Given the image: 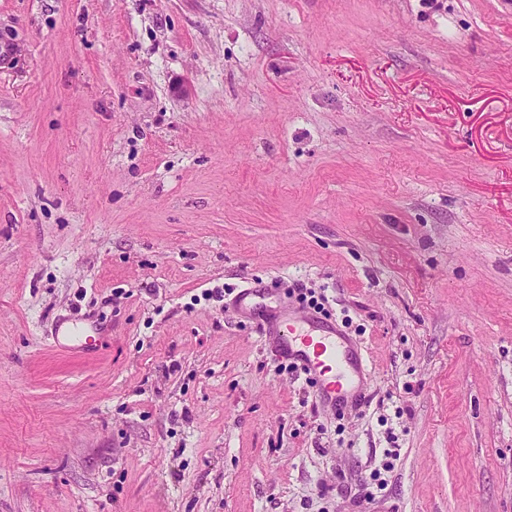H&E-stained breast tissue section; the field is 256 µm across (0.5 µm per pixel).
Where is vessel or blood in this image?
Returning a JSON list of instances; mask_svg holds the SVG:
<instances>
[{
  "instance_id": "1",
  "label": "vessel or blood",
  "mask_w": 512,
  "mask_h": 512,
  "mask_svg": "<svg viewBox=\"0 0 512 512\" xmlns=\"http://www.w3.org/2000/svg\"><path fill=\"white\" fill-rule=\"evenodd\" d=\"M265 334L281 353L305 369L325 405L360 398L367 372L335 326L304 311L281 309L266 318Z\"/></svg>"
}]
</instances>
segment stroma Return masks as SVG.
Segmentation results:
<instances>
[{
  "instance_id": "1",
  "label": "stroma",
  "mask_w": 512,
  "mask_h": 512,
  "mask_svg": "<svg viewBox=\"0 0 512 512\" xmlns=\"http://www.w3.org/2000/svg\"><path fill=\"white\" fill-rule=\"evenodd\" d=\"M0 512H512V0H0ZM265 336L288 359L299 363L316 383L321 401L328 406L361 398L367 371L349 342L304 311L279 309L263 320ZM362 382V383H361Z\"/></svg>"
}]
</instances>
